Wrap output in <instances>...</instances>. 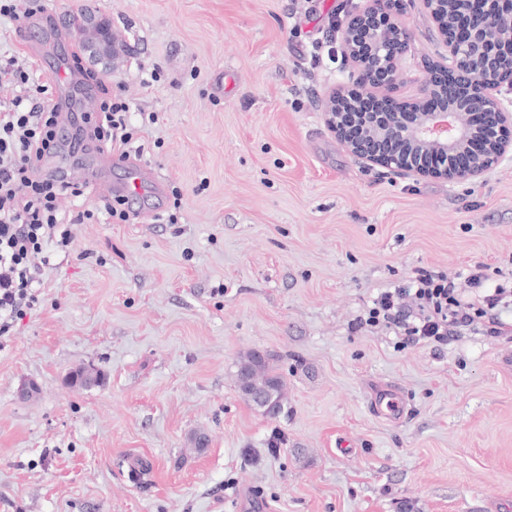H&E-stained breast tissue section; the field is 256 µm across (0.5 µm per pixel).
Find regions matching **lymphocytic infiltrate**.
<instances>
[{
    "mask_svg": "<svg viewBox=\"0 0 512 512\" xmlns=\"http://www.w3.org/2000/svg\"><path fill=\"white\" fill-rule=\"evenodd\" d=\"M129 105L122 97L101 100L82 117L92 144L127 155L133 133L127 125ZM57 105L25 106L16 97L0 112V336L10 332L39 302V271L49 262L43 253L48 240L69 247L75 225L88 212L61 215L60 197H80L84 186L67 181L60 171L40 174L42 158L64 149ZM483 264L465 277L418 268L405 283L373 298L359 327L384 324L400 337L401 346L420 342L444 347L474 325L484 335L506 333L503 310L512 308V289L487 287Z\"/></svg>",
    "mask_w": 512,
    "mask_h": 512,
    "instance_id": "1",
    "label": "lymphocytic infiltrate"
}]
</instances>
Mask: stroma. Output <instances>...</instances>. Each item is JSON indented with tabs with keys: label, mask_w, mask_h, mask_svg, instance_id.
Here are the masks:
<instances>
[{
	"label": "stroma",
	"mask_w": 512,
	"mask_h": 512,
	"mask_svg": "<svg viewBox=\"0 0 512 512\" xmlns=\"http://www.w3.org/2000/svg\"><path fill=\"white\" fill-rule=\"evenodd\" d=\"M86 1L123 45L104 64L68 22ZM344 5L20 0L33 26L0 17V65L72 55L127 100L130 154L163 187L45 244L40 304L0 338V512H512V333L401 348L353 328L419 267L512 281V155L457 183L355 160L319 107L347 78L326 51ZM403 21L416 76L432 25ZM55 163L94 174L68 213L125 176L96 149ZM252 351L287 381L277 415L238 391ZM81 367L102 383L71 384ZM385 387L402 417L374 412Z\"/></svg>",
	"instance_id": "stroma-1"
}]
</instances>
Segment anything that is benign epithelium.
<instances>
[{
	"instance_id": "1",
	"label": "benign epithelium",
	"mask_w": 512,
	"mask_h": 512,
	"mask_svg": "<svg viewBox=\"0 0 512 512\" xmlns=\"http://www.w3.org/2000/svg\"><path fill=\"white\" fill-rule=\"evenodd\" d=\"M417 7L439 46L415 98H399ZM346 82L325 123L357 161L451 183L477 179L512 151V0H361L339 21Z\"/></svg>"
}]
</instances>
